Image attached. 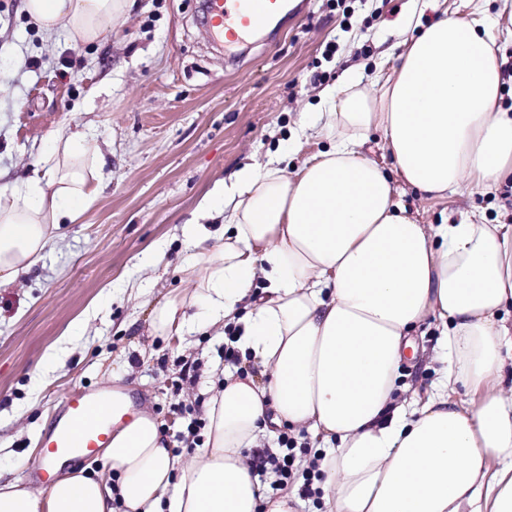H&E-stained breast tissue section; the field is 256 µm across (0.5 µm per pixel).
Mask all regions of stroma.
Returning <instances> with one entry per match:
<instances>
[{
	"label": "stroma",
	"mask_w": 512,
	"mask_h": 512,
	"mask_svg": "<svg viewBox=\"0 0 512 512\" xmlns=\"http://www.w3.org/2000/svg\"><path fill=\"white\" fill-rule=\"evenodd\" d=\"M414 0H307L304 14L260 40L239 63L213 51L202 0H134L112 36L75 44L43 40L22 0H0V188L32 174L52 133L93 127L106 158L98 194L62 225L22 286L0 289V473L33 478L42 439L67 398L109 389L112 375L176 436L183 403L201 408L211 367L227 368L224 339L200 330L152 335V303L185 288L181 227L201 196L245 165L277 159L294 172L317 151L292 129L312 119L319 94L356 67L378 94L375 63L395 41L389 24ZM449 15L488 23L512 106V0H443ZM396 201L422 224L476 215L512 224V187L428 199L405 183ZM414 390L435 377L437 332L423 324ZM194 384L180 385L184 363Z\"/></svg>",
	"instance_id": "35a3bbf8"
}]
</instances>
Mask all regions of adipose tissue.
Instances as JSON below:
<instances>
[{
  "label": "adipose tissue",
  "instance_id": "1",
  "mask_svg": "<svg viewBox=\"0 0 512 512\" xmlns=\"http://www.w3.org/2000/svg\"><path fill=\"white\" fill-rule=\"evenodd\" d=\"M132 0H23L46 39L93 43ZM403 19L380 96L345 71L328 111L295 130L319 148L293 174L246 166L182 227L190 287L151 310L155 335L233 328L259 369L212 373L204 442L174 456L161 424L112 390L105 476L48 458L37 489L0 476V512H297L246 461L289 425L322 453L318 512H512V224H421L365 150L385 141L402 181L430 199L512 182V112L489 29L423 0ZM104 164L89 134L54 131L37 175L0 193V288L21 285L60 225L91 203ZM434 321L441 366L425 400L402 364Z\"/></svg>",
  "mask_w": 512,
  "mask_h": 512
}]
</instances>
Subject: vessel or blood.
Instances as JSON below:
<instances>
[{"instance_id": "1", "label": "vessel or blood", "mask_w": 512, "mask_h": 512, "mask_svg": "<svg viewBox=\"0 0 512 512\" xmlns=\"http://www.w3.org/2000/svg\"><path fill=\"white\" fill-rule=\"evenodd\" d=\"M289 0H206L205 22L216 41L233 51L248 44L256 34L277 25L287 15ZM108 393L83 391L73 394L55 427L43 441L49 456L81 452L93 456L107 447L112 436L111 420L100 417V410L111 407Z\"/></svg>"}]
</instances>
